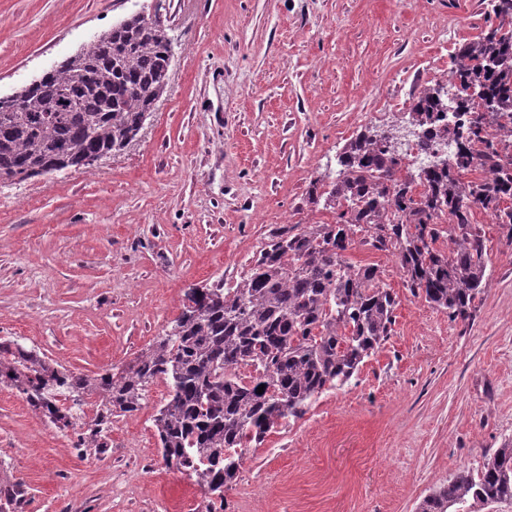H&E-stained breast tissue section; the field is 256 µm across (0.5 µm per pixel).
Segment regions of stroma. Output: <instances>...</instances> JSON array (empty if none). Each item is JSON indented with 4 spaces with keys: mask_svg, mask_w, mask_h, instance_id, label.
<instances>
[{
    "mask_svg": "<svg viewBox=\"0 0 512 512\" xmlns=\"http://www.w3.org/2000/svg\"><path fill=\"white\" fill-rule=\"evenodd\" d=\"M156 10L174 57L135 140L89 170L0 182V338L88 375L133 363L190 288L234 287L277 225L328 221L310 182L489 20L488 0H0V96ZM472 221L487 268L471 318L411 296L395 258L377 259L400 298L392 336L247 450L224 512H417L512 440V235L482 210ZM166 395L153 384L113 418L107 454L83 458L0 384V484H24V512H206L162 460Z\"/></svg>",
    "mask_w": 512,
    "mask_h": 512,
    "instance_id": "obj_1",
    "label": "stroma"
}]
</instances>
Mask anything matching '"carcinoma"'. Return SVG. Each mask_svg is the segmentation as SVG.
Here are the masks:
<instances>
[{"label":"carcinoma","instance_id":"1","mask_svg":"<svg viewBox=\"0 0 512 512\" xmlns=\"http://www.w3.org/2000/svg\"><path fill=\"white\" fill-rule=\"evenodd\" d=\"M489 2L498 23L458 50L451 85L419 89L403 113L409 125L429 126L419 142L426 153L452 136L454 162L404 176V154L366 128L342 147L336 178L310 184L309 203L332 221L271 230L241 281L193 292L181 315L120 373H75L16 340H1L0 383H13L47 422L72 429L80 454L99 456L110 447L112 417L134 415L148 387L165 382L154 427L166 466L222 501L246 448L349 383L391 335L398 296L379 264H355L349 251L392 255L412 295L469 319L487 256L482 229L470 221L473 210L492 213L512 232V0ZM172 50L165 26L135 15L39 82L0 97V175L87 169L89 155L123 150L167 88ZM450 107L468 113L467 124L434 127ZM493 120L504 130L500 140L485 135ZM477 169L484 175L463 179ZM445 234L451 247L443 251L437 242ZM246 367L251 375L243 378L239 369ZM92 394L102 399L86 418ZM470 498L512 500L511 440L480 474L461 471L425 496L419 512H448Z\"/></svg>","mask_w":512,"mask_h":512}]
</instances>
